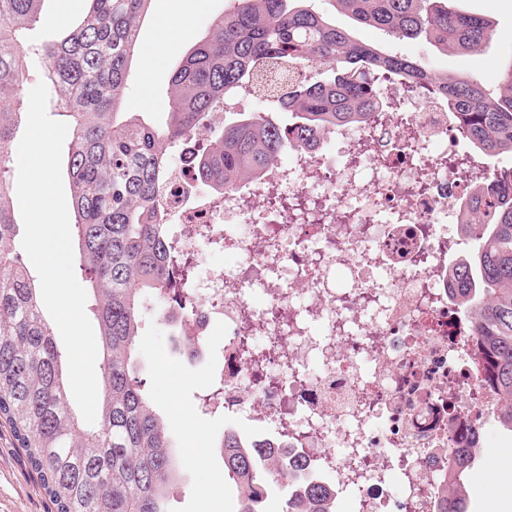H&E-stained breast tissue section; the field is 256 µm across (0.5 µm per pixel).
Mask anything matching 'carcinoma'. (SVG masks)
<instances>
[{
  "mask_svg": "<svg viewBox=\"0 0 512 512\" xmlns=\"http://www.w3.org/2000/svg\"><path fill=\"white\" fill-rule=\"evenodd\" d=\"M44 0H0V421L5 422L56 512H170L178 478L168 425L138 376L146 299L168 318L190 312L177 292L191 267L170 245L164 200L173 160L193 170L212 196L260 185L279 157L318 144L340 126L375 121L398 105L386 83L445 104L472 152L448 158L475 167L512 153V62L493 94L474 79L435 74L420 62L357 38L306 0H231L173 73L168 121L153 125L125 104L129 71L140 54L141 22L151 0H88L80 25L43 48L55 112L68 126L66 169L77 248L99 324L95 425L75 413L67 370L43 312L27 261L12 242L19 223L8 174L28 64L24 33ZM360 24L398 40L423 39L439 51H479L494 30L448 0H333ZM251 92L288 114L224 108ZM462 225L470 250L455 265L457 305L485 352L497 391L496 422L512 431V167L465 195ZM212 450L237 491V512H263L273 489L285 512H326L329 490L297 458L263 452L229 431ZM448 475L438 512H467L464 479L473 452L446 449Z\"/></svg>",
  "mask_w": 512,
  "mask_h": 512,
  "instance_id": "obj_1",
  "label": "carcinoma"
}]
</instances>
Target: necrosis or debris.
Segmentation results:
<instances>
[{
    "instance_id": "necrosis-or-debris-1",
    "label": "necrosis or debris",
    "mask_w": 512,
    "mask_h": 512,
    "mask_svg": "<svg viewBox=\"0 0 512 512\" xmlns=\"http://www.w3.org/2000/svg\"><path fill=\"white\" fill-rule=\"evenodd\" d=\"M383 93L402 105L380 120L388 137L338 127L218 201L175 169L165 220L196 267L192 295L208 297L189 338L224 323L210 404L305 456L349 512H435L442 448L485 447L497 409L448 259L458 201L492 170L450 167L460 137L447 113L395 85ZM215 241L220 269L199 253Z\"/></svg>"
}]
</instances>
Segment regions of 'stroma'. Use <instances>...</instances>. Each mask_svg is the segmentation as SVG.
Wrapping results in <instances>:
<instances>
[{
  "mask_svg": "<svg viewBox=\"0 0 512 512\" xmlns=\"http://www.w3.org/2000/svg\"><path fill=\"white\" fill-rule=\"evenodd\" d=\"M229 0H153L152 16L140 29L143 67L132 68L126 96L136 112L149 113L154 122L165 119L169 80L173 68L200 37L211 19L224 12ZM450 10L490 20L494 36L474 53H439L422 40L393 42L384 31L358 25L348 14L331 12L338 27L357 37L395 50L425 64L432 72H457L496 86L502 66L512 59V0H449ZM84 0H48L47 22L27 30L32 47L24 74L25 88L43 80L46 61L41 46L57 40L61 27L79 21ZM176 31L163 61L151 64L161 26ZM155 302H147V326L139 369L148 382L157 410L172 433L174 455L181 478L170 501L171 512H236L237 498L224 480V463L210 452L212 441L227 431L249 433L246 415L212 412L202 399L214 382L207 355H182L181 343L171 323L160 320ZM488 443L470 470L466 482L469 512H512V431L490 423ZM0 512H55L22 449L17 448L7 425H0Z\"/></svg>",
  "mask_w": 512,
  "mask_h": 512,
  "instance_id": "obj_1",
  "label": "stroma"
}]
</instances>
